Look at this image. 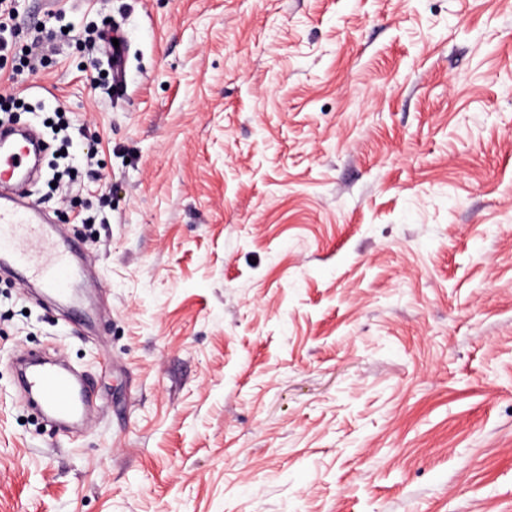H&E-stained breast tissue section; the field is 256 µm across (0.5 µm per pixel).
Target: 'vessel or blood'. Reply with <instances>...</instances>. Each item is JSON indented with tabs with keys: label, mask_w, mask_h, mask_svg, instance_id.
Segmentation results:
<instances>
[{
	"label": "vessel or blood",
	"mask_w": 512,
	"mask_h": 512,
	"mask_svg": "<svg viewBox=\"0 0 512 512\" xmlns=\"http://www.w3.org/2000/svg\"><path fill=\"white\" fill-rule=\"evenodd\" d=\"M15 134L13 126H0V264L9 267L19 280L62 295L70 286L73 255L79 246L45 225L31 200L5 193V186L23 171L30 145L38 141L32 134L20 143ZM23 386L49 415L59 419L84 414L91 400L89 382H76L55 362L37 363L25 373Z\"/></svg>",
	"instance_id": "b4317fda"
}]
</instances>
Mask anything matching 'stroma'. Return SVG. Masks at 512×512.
Segmentation results:
<instances>
[{
  "label": "stroma",
  "instance_id": "1",
  "mask_svg": "<svg viewBox=\"0 0 512 512\" xmlns=\"http://www.w3.org/2000/svg\"><path fill=\"white\" fill-rule=\"evenodd\" d=\"M19 22L66 31L0 93L92 276L68 306L0 274V512H512V0ZM112 28L118 89L85 45ZM29 351L87 372L78 434L18 390Z\"/></svg>",
  "mask_w": 512,
  "mask_h": 512
}]
</instances>
